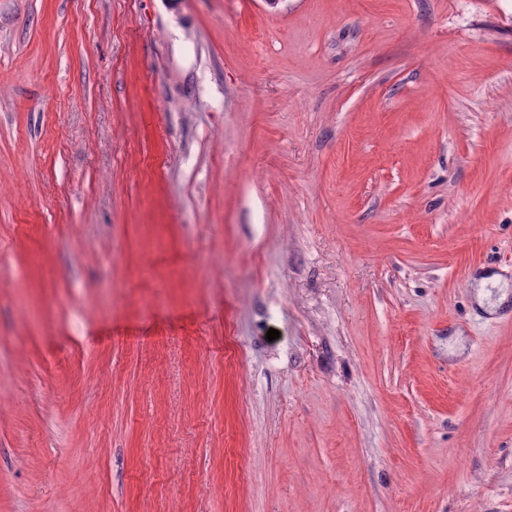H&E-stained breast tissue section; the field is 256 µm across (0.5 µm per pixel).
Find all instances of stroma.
<instances>
[{"label":"stroma","instance_id":"35a3bbf8","mask_svg":"<svg viewBox=\"0 0 512 512\" xmlns=\"http://www.w3.org/2000/svg\"><path fill=\"white\" fill-rule=\"evenodd\" d=\"M0 512H512V0H0Z\"/></svg>","mask_w":512,"mask_h":512}]
</instances>
